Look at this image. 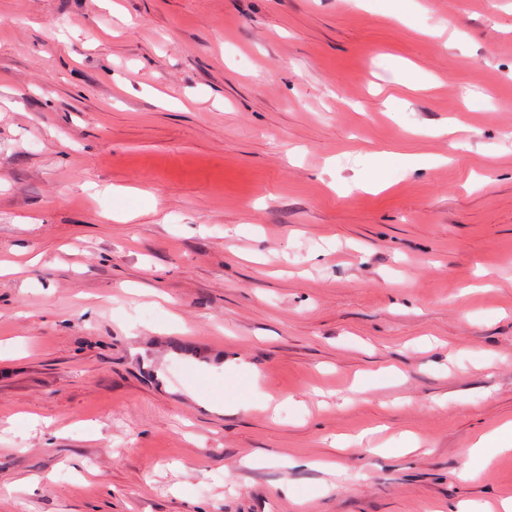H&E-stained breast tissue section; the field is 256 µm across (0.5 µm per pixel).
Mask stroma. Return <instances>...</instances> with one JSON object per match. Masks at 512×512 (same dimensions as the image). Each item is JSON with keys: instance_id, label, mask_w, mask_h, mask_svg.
I'll use <instances>...</instances> for the list:
<instances>
[{"instance_id": "1", "label": "stroma", "mask_w": 512, "mask_h": 512, "mask_svg": "<svg viewBox=\"0 0 512 512\" xmlns=\"http://www.w3.org/2000/svg\"><path fill=\"white\" fill-rule=\"evenodd\" d=\"M512 0H0V512H501Z\"/></svg>"}]
</instances>
